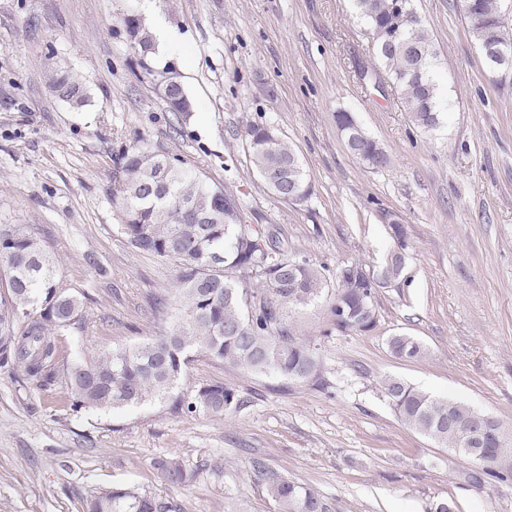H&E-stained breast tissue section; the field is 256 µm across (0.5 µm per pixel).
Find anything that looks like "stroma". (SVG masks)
Listing matches in <instances>:
<instances>
[{
	"label": "stroma",
	"mask_w": 512,
	"mask_h": 512,
	"mask_svg": "<svg viewBox=\"0 0 512 512\" xmlns=\"http://www.w3.org/2000/svg\"><path fill=\"white\" fill-rule=\"evenodd\" d=\"M433 38L447 103L434 134L417 129L393 86L359 77L374 61L352 0H0V224H24L79 292L82 330L59 331L71 360L158 333L153 298L174 286L172 264L131 249L112 203L123 151L161 147L239 199L244 223L289 254L328 269L379 271L408 248L402 277L380 289L376 327L336 330L332 293L286 311L290 333L322 362L315 381L257 375L199 356L179 391L221 381L245 400L235 414L186 415L171 402L97 412L71 409L62 388L0 373V512H86L115 485L182 512H278L251 462L311 487L331 512H512V482L475 489L474 465L406 428L382 381L394 376L458 400L512 429V77L490 73L463 0H415ZM153 14L177 36L168 59L191 112L176 118L127 40L129 13ZM89 90L76 109L49 76ZM352 112L391 158L366 168L335 113ZM274 126L297 154L311 195L276 196L256 173L244 130ZM404 332L429 354L394 357ZM195 471L162 481L155 460Z\"/></svg>",
	"instance_id": "35a3bbf8"
}]
</instances>
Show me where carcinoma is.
<instances>
[{
	"instance_id": "cac0c4a2",
	"label": "carcinoma",
	"mask_w": 512,
	"mask_h": 512,
	"mask_svg": "<svg viewBox=\"0 0 512 512\" xmlns=\"http://www.w3.org/2000/svg\"><path fill=\"white\" fill-rule=\"evenodd\" d=\"M359 17L371 35L378 65L364 67L362 80L384 91L385 79L397 84L416 127L439 128L441 105L434 69L435 50L413 0H354ZM470 30L480 49L498 47L512 52V19L502 15L497 0H464ZM132 47L146 61L145 72L157 82L169 72L148 67L155 55L153 37L145 22L131 13L123 19ZM58 97L74 108L85 106L86 86L66 71L51 77ZM174 113L190 111L179 85L160 91ZM336 123L349 152L370 168L389 162L382 150L350 112L336 113ZM251 162L276 195L305 200L311 184L295 152L272 128L252 124L246 130ZM121 171L112 202L118 206L123 234L136 252L174 262V314L169 328L130 346H118L88 359L68 361L56 343L62 329L80 330L84 309L77 291L59 275L54 258L41 240L21 224H0V370L22 371L42 388L61 386L74 409L109 411L158 399H173L185 414L224 416L243 405L236 389L222 382L193 393L176 392L178 382L195 355L294 381L315 378L319 360L311 347L288 333L284 310L308 305L329 288L327 267L307 258H290L273 233L242 222L236 200L208 183L182 157L161 148L132 147L121 155ZM397 249L379 275L397 280L404 269L405 232L392 225ZM266 238L261 249L254 240ZM359 263L336 266L338 289L330 311L339 332L361 333L377 323L378 278L362 273ZM254 278L255 293L241 284ZM393 356L418 361L428 355L420 339L405 333L388 338ZM384 391L403 425L444 448L466 455L464 438L480 429L473 409L457 400L425 393L408 382L387 377ZM482 463L470 474L477 488L494 480L507 482L512 474L497 468L512 448V434L493 426L483 429L478 442ZM154 469L173 485L194 479L175 458L157 460ZM254 481L266 487L279 512H330L314 489L289 481L261 460H254ZM88 512H181L132 489L114 486L89 504Z\"/></svg>"
}]
</instances>
